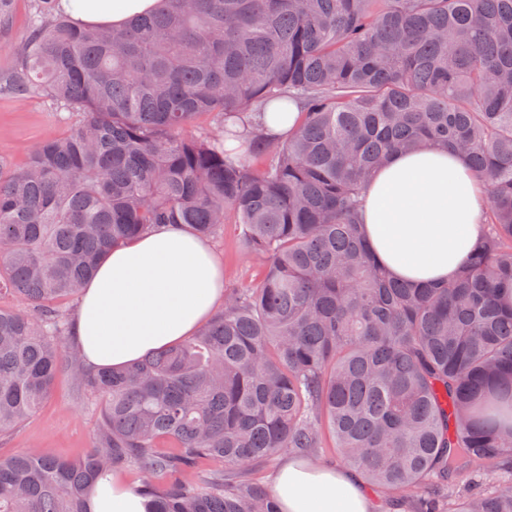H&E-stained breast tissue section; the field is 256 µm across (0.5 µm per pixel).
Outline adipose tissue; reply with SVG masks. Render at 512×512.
<instances>
[{"instance_id":"ef3b65f1","label":"adipose tissue","mask_w":512,"mask_h":512,"mask_svg":"<svg viewBox=\"0 0 512 512\" xmlns=\"http://www.w3.org/2000/svg\"><path fill=\"white\" fill-rule=\"evenodd\" d=\"M159 0H61L92 26H121ZM488 193L460 155L438 145L396 153L365 188L363 230L390 273L412 282L445 281L483 233ZM224 301V267L190 228L168 224L114 249L86 284L72 318L88 369L119 368L195 333ZM281 512H372L370 489L353 472L285 457L273 480ZM89 512H148L133 486L93 485Z\"/></svg>"}]
</instances>
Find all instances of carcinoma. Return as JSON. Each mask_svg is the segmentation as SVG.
Wrapping results in <instances>:
<instances>
[{"label": "carcinoma", "instance_id": "carcinoma-1", "mask_svg": "<svg viewBox=\"0 0 512 512\" xmlns=\"http://www.w3.org/2000/svg\"><path fill=\"white\" fill-rule=\"evenodd\" d=\"M14 55L0 85L77 120L20 169L0 156V434L63 368L99 416L77 457L0 454V512H87L128 468L153 512H280L254 472L328 436L415 512H512V0H161L112 29L40 0ZM288 101L296 128L266 137L254 116ZM431 142L485 183L486 232L458 276L413 287L359 216L372 172ZM160 224L233 227L260 278L196 335L89 372L65 304Z\"/></svg>", "mask_w": 512, "mask_h": 512}]
</instances>
